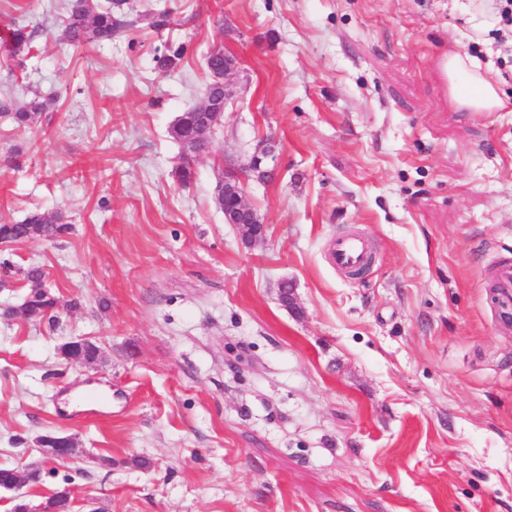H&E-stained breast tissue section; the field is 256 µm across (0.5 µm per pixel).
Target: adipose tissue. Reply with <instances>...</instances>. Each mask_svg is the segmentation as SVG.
<instances>
[{
    "label": "adipose tissue",
    "instance_id": "obj_1",
    "mask_svg": "<svg viewBox=\"0 0 512 512\" xmlns=\"http://www.w3.org/2000/svg\"><path fill=\"white\" fill-rule=\"evenodd\" d=\"M447 73L450 96L457 106L473 112H495L505 107L496 81L468 55L449 54Z\"/></svg>",
    "mask_w": 512,
    "mask_h": 512
}]
</instances>
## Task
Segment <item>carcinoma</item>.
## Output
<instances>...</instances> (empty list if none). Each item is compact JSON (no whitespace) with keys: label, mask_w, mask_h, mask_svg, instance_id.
Wrapping results in <instances>:
<instances>
[{"label":"carcinoma","mask_w":512,"mask_h":512,"mask_svg":"<svg viewBox=\"0 0 512 512\" xmlns=\"http://www.w3.org/2000/svg\"><path fill=\"white\" fill-rule=\"evenodd\" d=\"M123 5L124 0H70L66 13L59 19V40L74 46L90 42H112L114 36L134 27V22L126 19ZM34 41V31L28 27L17 24L9 27L5 39L9 59L20 66L23 65L33 55ZM185 55L184 44H168L163 52L155 56L156 66L163 72L174 71L181 66ZM206 67L207 81L203 96L215 105L224 100V88L216 84L213 78L216 72L224 70V51L210 52L206 57ZM52 102L51 98L42 100L38 96L22 103L12 99H0V113L19 127H29L41 120L43 114L50 109ZM192 161L193 158L181 155L180 162L174 171L178 182L188 184L194 179L195 169ZM69 227L70 224L66 222L65 215L60 211L53 214L33 211L18 224H0V234L14 238L49 237ZM41 275V267L37 265L28 267L24 272V280L29 287L26 299L34 307L46 305V302L42 301L39 289L34 287L37 278Z\"/></svg>","instance_id":"1"}]
</instances>
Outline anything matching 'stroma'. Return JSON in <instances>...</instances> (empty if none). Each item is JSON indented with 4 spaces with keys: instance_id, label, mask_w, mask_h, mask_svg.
I'll use <instances>...</instances> for the list:
<instances>
[{
    "instance_id": "1",
    "label": "stroma",
    "mask_w": 512,
    "mask_h": 512,
    "mask_svg": "<svg viewBox=\"0 0 512 512\" xmlns=\"http://www.w3.org/2000/svg\"><path fill=\"white\" fill-rule=\"evenodd\" d=\"M63 0H0L35 29L0 98V222L63 212L71 231L0 250V302L45 268L55 326L0 318V465L76 435L31 505L60 485L77 512H512V321L488 272L512 260V112L452 107L436 62L478 48L512 99V38L478 0H127L109 44L58 38ZM168 11L172 27L150 28ZM187 46L177 70L157 48ZM239 56L210 153L177 182L170 130L201 99L205 59ZM247 248L214 196L265 141ZM372 264L346 277L336 236ZM296 307L278 300L282 281ZM86 336L90 367L57 347ZM146 458V469L133 467ZM52 102L54 99L41 100L37 95L22 103H16L12 99H0V114L11 119L19 127H29L41 120ZM369 250V241L363 235L337 236L332 243L333 264L341 270L359 268L364 264ZM39 447L42 448V460L36 464L38 473L42 467L54 464L59 460H71L78 454L75 438L71 435L47 433L37 438Z\"/></svg>"
}]
</instances>
